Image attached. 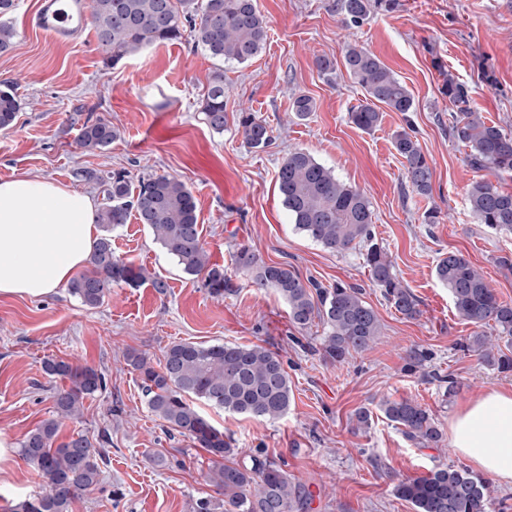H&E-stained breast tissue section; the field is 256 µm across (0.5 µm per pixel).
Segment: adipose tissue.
<instances>
[{
  "label": "adipose tissue",
  "instance_id": "ef3b65f1",
  "mask_svg": "<svg viewBox=\"0 0 512 512\" xmlns=\"http://www.w3.org/2000/svg\"><path fill=\"white\" fill-rule=\"evenodd\" d=\"M96 205L44 178L0 180V296L40 297L67 283L97 240ZM452 448L512 486V389L490 387L449 421Z\"/></svg>",
  "mask_w": 512,
  "mask_h": 512
}]
</instances>
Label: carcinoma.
I'll return each mask as SVG.
<instances>
[{
    "label": "carcinoma",
    "instance_id": "cac0c4a2",
    "mask_svg": "<svg viewBox=\"0 0 512 512\" xmlns=\"http://www.w3.org/2000/svg\"><path fill=\"white\" fill-rule=\"evenodd\" d=\"M13 8L14 0H0V51L15 42L16 31L4 20ZM333 8L344 24L357 26L368 16L371 0H334ZM92 17L107 68L151 45L179 40L186 34L212 57L243 64L261 52L267 39V23L256 0H92ZM343 61L368 99L349 113L358 129L371 132L379 126L382 113L376 109L378 103L393 112L412 111L408 88L374 53L350 44ZM442 94L457 108L448 133L470 147L469 164L479 172L467 187L472 214L480 224L512 233V193L501 191L481 175L483 171L512 175V135L499 125L486 123L472 109L468 87L454 77L445 81ZM19 109L11 83L1 81V129L14 123ZM313 111L309 96L293 98L292 112L298 119H306ZM201 112L213 131L224 132L227 115L221 69L208 78ZM237 122L249 147L264 149L271 144V130L254 113L239 112ZM115 137L112 123L103 118L87 122L81 135L85 146L96 149L109 146ZM393 145L404 159L408 187L420 196H430L433 171L418 140L402 129L394 132ZM276 183L298 231L331 252L365 244V261L374 285L404 317L420 315L419 301L402 285L381 247L373 243V210L363 192L303 150L282 159ZM102 185L105 203L96 214L102 234L88 259L89 269L68 287L82 305L101 306L112 293V285L120 283L149 281L157 292H165L163 280L125 263L112 250V231L126 224L133 213L186 274L205 275L211 295L235 292L224 270L210 264L201 241L196 199L182 181L160 175L135 184L118 173ZM235 264L254 286L272 289L286 301L295 328L304 330L316 321L324 326L320 353L332 364L343 362L353 351L370 349L381 335L379 319L357 286L305 283L288 265L268 264L247 247L238 249ZM435 274L448 287L458 317L474 327L461 348L501 372L511 371L512 356L502 351L499 340L512 345V304L500 300L481 271L460 253L442 255ZM490 323L497 332L495 338L484 331ZM125 360L138 373L149 411L210 456L207 479L219 497L197 502V512H308L309 494L288 477L281 464L258 455L235 460L238 449L232 438L193 405L199 400L237 415L267 420L283 417L291 407L292 388L278 354L258 344L181 341L167 347L157 366L136 351L127 352ZM44 370L68 378L70 386L54 392V414L21 442V455L37 468L44 488L33 498L16 503L13 512H69L73 501L97 486L101 478L98 460L105 458L101 450L105 437L94 439L78 433L62 439L60 431L65 420L80 416L84 399L106 390L105 375L92 367L77 368L55 359L45 360ZM381 409L408 440L422 446L442 440L431 411L422 404L410 399L386 400ZM394 493L410 502L415 512H488L491 504L485 479L451 466L401 481Z\"/></svg>",
    "mask_w": 512,
    "mask_h": 512
}]
</instances>
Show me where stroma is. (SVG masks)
<instances>
[{"label": "stroma", "instance_id": "1", "mask_svg": "<svg viewBox=\"0 0 512 512\" xmlns=\"http://www.w3.org/2000/svg\"><path fill=\"white\" fill-rule=\"evenodd\" d=\"M38 0H15L10 21L14 46L0 52V81L13 82L20 110L0 129V179L27 176L56 181L102 199L101 179L127 172L131 180L167 175L193 192L199 229L213 264L236 291L216 298L203 277L183 272L137 218L112 234L123 261L168 284L113 287L105 303L83 306L66 287L38 299L0 297V432L14 442L54 412L53 392L68 380L44 372L55 358L101 370L105 392L85 399L63 435L108 433L102 481L71 512H194L215 494L206 480L211 463L201 448L168 429L147 408L136 371L125 354L137 350L159 363L176 342L259 344L280 354L294 400L288 414L268 421L231 414L203 402L195 407L231 434L245 455L281 463L310 493L309 512H414L394 494L404 479L445 465L466 469L448 442L422 447L407 440L379 408L381 400L412 399L428 407L440 430L466 401L486 388H512V372L459 350L473 328L456 315L446 286L435 276L443 254L461 253L500 300L512 303V235L479 224L466 198L475 175L468 147L449 137L454 105L441 93L447 77L468 85L473 110L512 133V0H394L372 7L348 27L333 0H257L268 38L244 63H222L190 38L150 46L113 68L104 67L94 25L72 43L59 44L30 27ZM373 52L407 86L409 112H384L366 133L348 113L365 99L343 65L347 44ZM333 61L325 73L317 58ZM224 70L227 122L213 131L200 110L207 78ZM310 96L309 119L295 118L292 99ZM265 119L273 143L248 147L237 126L240 111ZM110 120L117 138L104 149L81 141L87 119ZM411 130L433 169L432 194L406 185L392 136ZM303 149L362 190L372 203L373 236L421 314L398 313L379 288L360 250L331 252L298 232L275 185L277 167ZM94 171L97 181L85 180ZM436 223L423 221L426 210ZM249 247L266 263L291 266L302 280L359 286L381 324L372 349L325 362L322 326L302 332L273 290L254 287L236 272L232 256ZM370 410L356 428L355 409ZM164 457L157 465L156 457ZM43 489L36 469L15 456L0 473V512Z\"/></svg>", "mask_w": 512, "mask_h": 512}]
</instances>
